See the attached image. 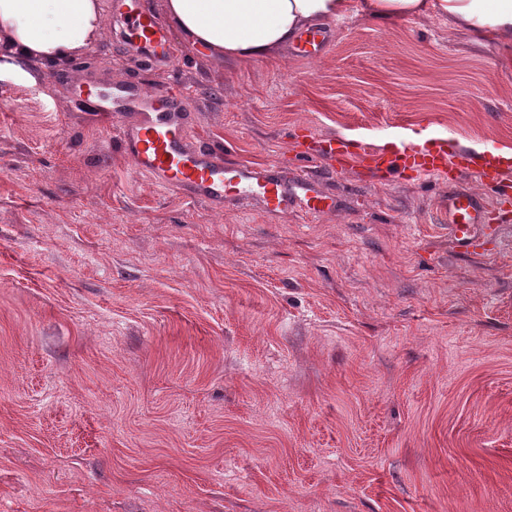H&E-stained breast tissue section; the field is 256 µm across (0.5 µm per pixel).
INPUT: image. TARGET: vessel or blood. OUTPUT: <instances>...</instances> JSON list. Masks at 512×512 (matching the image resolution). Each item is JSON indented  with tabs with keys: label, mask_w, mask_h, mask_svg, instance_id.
<instances>
[{
	"label": "vessel or blood",
	"mask_w": 512,
	"mask_h": 512,
	"mask_svg": "<svg viewBox=\"0 0 512 512\" xmlns=\"http://www.w3.org/2000/svg\"><path fill=\"white\" fill-rule=\"evenodd\" d=\"M116 9L142 65L163 68L174 63L176 52L168 33L145 0H117ZM331 41L329 30L312 28L300 35L292 52L300 58H314ZM71 101L76 108H91L109 126L135 171L149 175L157 187L181 191L213 210L256 201L272 214L302 211L315 216L333 207L317 176L292 179L277 166L229 163L222 149L193 142L190 130L195 116L181 91L149 89L129 80L88 94L74 88ZM300 156L306 162L321 159L331 171L367 168L383 181L405 171L420 177L447 176L448 232L456 245L469 253L485 252L488 244L496 242L499 225L512 210V179L506 178L500 161L487 159L477 167L467 155L449 152L443 142L432 149L405 145L381 151L332 139L321 156L306 150ZM473 169L482 182L493 186L491 199L461 185V176Z\"/></svg>",
	"instance_id": "vessel-or-blood-1"
}]
</instances>
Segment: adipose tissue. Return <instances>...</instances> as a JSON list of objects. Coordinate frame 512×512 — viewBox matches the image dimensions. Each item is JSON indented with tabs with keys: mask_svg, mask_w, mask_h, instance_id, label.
<instances>
[{
	"mask_svg": "<svg viewBox=\"0 0 512 512\" xmlns=\"http://www.w3.org/2000/svg\"><path fill=\"white\" fill-rule=\"evenodd\" d=\"M371 20L418 14L512 46V0H164L163 19L216 59L261 61L308 27L352 13ZM102 0H0V58L63 65L103 39Z\"/></svg>",
	"mask_w": 512,
	"mask_h": 512,
	"instance_id": "1",
	"label": "adipose tissue"
}]
</instances>
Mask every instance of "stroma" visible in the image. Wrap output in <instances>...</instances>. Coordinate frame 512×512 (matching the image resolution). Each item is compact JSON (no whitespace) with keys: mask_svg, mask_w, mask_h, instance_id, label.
Returning a JSON list of instances; mask_svg holds the SVG:
<instances>
[{"mask_svg":"<svg viewBox=\"0 0 512 512\" xmlns=\"http://www.w3.org/2000/svg\"><path fill=\"white\" fill-rule=\"evenodd\" d=\"M320 58L173 70L106 31L0 71V512H512V223L482 254L444 179L327 181L335 211L221 212L136 173L70 92L190 95L193 141L512 146V60L416 15L333 25Z\"/></svg>","mask_w":512,"mask_h":512,"instance_id":"stroma-1","label":"stroma"}]
</instances>
